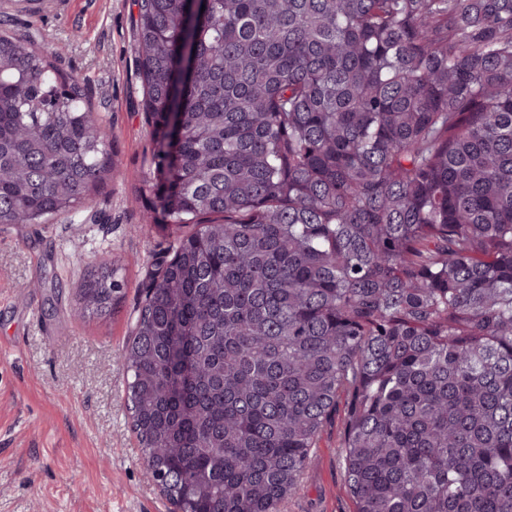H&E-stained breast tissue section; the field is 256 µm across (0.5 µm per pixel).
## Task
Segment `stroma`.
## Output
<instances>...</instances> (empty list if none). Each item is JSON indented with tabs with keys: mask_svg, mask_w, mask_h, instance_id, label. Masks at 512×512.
Segmentation results:
<instances>
[{
	"mask_svg": "<svg viewBox=\"0 0 512 512\" xmlns=\"http://www.w3.org/2000/svg\"><path fill=\"white\" fill-rule=\"evenodd\" d=\"M59 67L87 81L111 122L116 170L76 213L0 225V512H173L143 474L118 356L164 237L147 230L142 179L153 149L130 50L134 0H26ZM111 255L123 297L103 318L72 308L85 263ZM336 412L282 512H353Z\"/></svg>",
	"mask_w": 512,
	"mask_h": 512,
	"instance_id": "35a3bbf8",
	"label": "stroma"
}]
</instances>
